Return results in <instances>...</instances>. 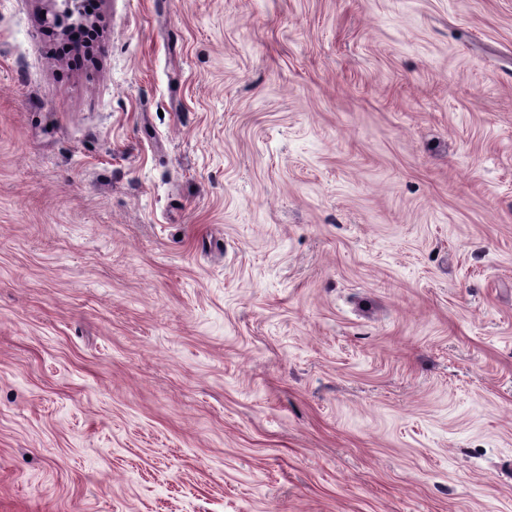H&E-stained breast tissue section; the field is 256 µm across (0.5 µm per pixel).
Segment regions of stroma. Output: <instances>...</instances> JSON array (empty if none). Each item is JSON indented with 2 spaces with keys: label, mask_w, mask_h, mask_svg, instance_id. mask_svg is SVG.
<instances>
[{
  "label": "stroma",
  "mask_w": 512,
  "mask_h": 512,
  "mask_svg": "<svg viewBox=\"0 0 512 512\" xmlns=\"http://www.w3.org/2000/svg\"><path fill=\"white\" fill-rule=\"evenodd\" d=\"M0 0V512H512V0Z\"/></svg>",
  "instance_id": "stroma-1"
}]
</instances>
